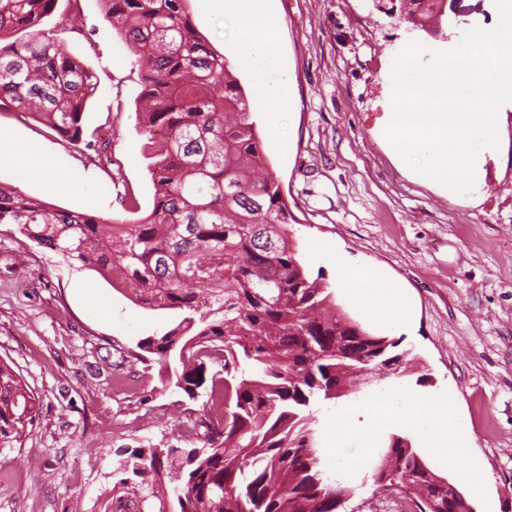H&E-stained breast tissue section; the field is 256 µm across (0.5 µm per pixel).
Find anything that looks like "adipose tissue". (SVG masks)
<instances>
[{"label": "adipose tissue", "instance_id": "adipose-tissue-1", "mask_svg": "<svg viewBox=\"0 0 512 512\" xmlns=\"http://www.w3.org/2000/svg\"><path fill=\"white\" fill-rule=\"evenodd\" d=\"M214 12H230L240 21L239 39L248 49L241 63L255 79V92L272 123L270 132L279 135L277 118L287 104L289 86L279 68V55L272 42L273 23L265 10V0H204ZM0 153L9 154L20 176L40 178L48 187L58 182L44 151L35 145L19 147L0 143ZM338 288L347 300L367 317L386 328H399L409 318L410 306L399 288L390 284L379 270L359 265L340 254H330ZM336 421L347 422V429L332 440L329 457L334 464L344 462L348 444L364 450L376 448L385 428L406 421L415 429L423 448L440 460L449 454L467 453L470 435L455 408L446 397L417 398L402 388H393L379 396L358 401L352 409L338 411Z\"/></svg>", "mask_w": 512, "mask_h": 512}]
</instances>
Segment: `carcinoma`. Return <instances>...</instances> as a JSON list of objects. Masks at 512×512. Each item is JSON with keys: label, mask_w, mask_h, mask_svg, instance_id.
<instances>
[{"label": "carcinoma", "mask_w": 512, "mask_h": 512, "mask_svg": "<svg viewBox=\"0 0 512 512\" xmlns=\"http://www.w3.org/2000/svg\"><path fill=\"white\" fill-rule=\"evenodd\" d=\"M57 2L0 0V103L91 150L84 113L97 77L57 39L74 26ZM101 2L142 72L152 208L136 218L72 211L0 182V225L130 290L139 306L173 312L174 325L131 356L158 364L162 384L190 400L209 386L188 446L117 451L112 512H340L354 489L323 469L312 406L360 396L359 377L411 375L407 352L310 278L248 100L195 28L188 0ZM399 2L420 28L441 12L442 0ZM209 362L221 370L208 377ZM37 410L0 360V447L19 441ZM166 466L178 484L163 499L156 483ZM370 479L381 491L411 490L412 512H459L446 478L406 435L384 441Z\"/></svg>", "instance_id": "cac0c4a2"}]
</instances>
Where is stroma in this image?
<instances>
[{
	"label": "stroma",
	"mask_w": 512,
	"mask_h": 512,
	"mask_svg": "<svg viewBox=\"0 0 512 512\" xmlns=\"http://www.w3.org/2000/svg\"><path fill=\"white\" fill-rule=\"evenodd\" d=\"M277 19L280 61L289 83L281 136L272 138L253 79L238 63L240 24L189 0V15L224 55L256 123L269 170L296 217L289 230L311 276L334 283L313 247L322 242L379 268L411 302L395 330L402 349L431 379L402 388L448 396L471 434V452L436 471L473 501L476 512H512V112L479 193L448 196L415 179L383 138L389 92L383 79L406 39L444 49L466 30L490 27L489 0H445L439 22L421 30L387 17L373 0H267ZM76 19L63 32L69 50L95 72L86 137L110 133L108 167L14 107H0V142L40 146L60 178L102 188L105 199L47 189L0 158V181L71 210L124 213L153 204L147 138L137 100L139 67L105 20L100 0H59ZM172 313L135 305L91 270L0 226V359L34 392L39 410L21 442L0 447V512H105L120 448L178 447L191 435L202 401L163 388L158 366L130 358L139 340L159 335ZM362 448L345 467L355 487L348 512H394L395 498L366 482ZM473 482H460L464 471Z\"/></svg>",
	"instance_id": "stroma-1"
}]
</instances>
